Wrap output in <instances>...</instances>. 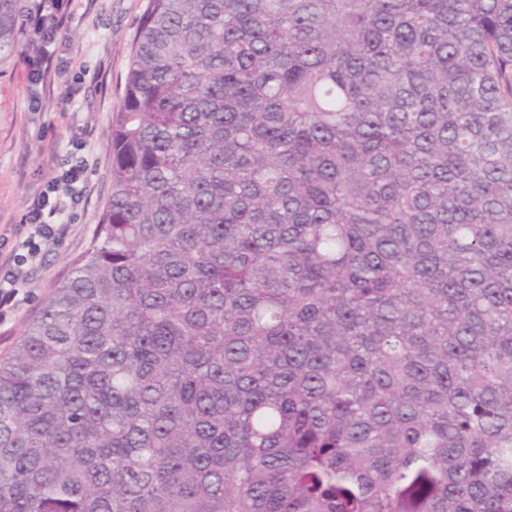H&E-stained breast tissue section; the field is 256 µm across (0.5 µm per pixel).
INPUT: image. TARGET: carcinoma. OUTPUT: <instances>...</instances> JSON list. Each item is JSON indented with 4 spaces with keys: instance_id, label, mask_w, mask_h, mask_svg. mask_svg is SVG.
I'll return each instance as SVG.
<instances>
[{
    "instance_id": "cac0c4a2",
    "label": "carcinoma",
    "mask_w": 512,
    "mask_h": 512,
    "mask_svg": "<svg viewBox=\"0 0 512 512\" xmlns=\"http://www.w3.org/2000/svg\"><path fill=\"white\" fill-rule=\"evenodd\" d=\"M108 136L0 512H512V0H149Z\"/></svg>"
}]
</instances>
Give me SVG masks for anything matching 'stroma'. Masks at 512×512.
Returning a JSON list of instances; mask_svg holds the SVG:
<instances>
[{"instance_id": "35a3bbf8", "label": "stroma", "mask_w": 512, "mask_h": 512, "mask_svg": "<svg viewBox=\"0 0 512 512\" xmlns=\"http://www.w3.org/2000/svg\"><path fill=\"white\" fill-rule=\"evenodd\" d=\"M148 0H74L53 41L23 26L19 56L0 59V264L15 260L23 216L78 145H86L82 199L54 239L24 259L18 302L0 322V358L23 323L72 272L112 192V114L124 95L131 49ZM44 54L33 77L24 58Z\"/></svg>"}]
</instances>
